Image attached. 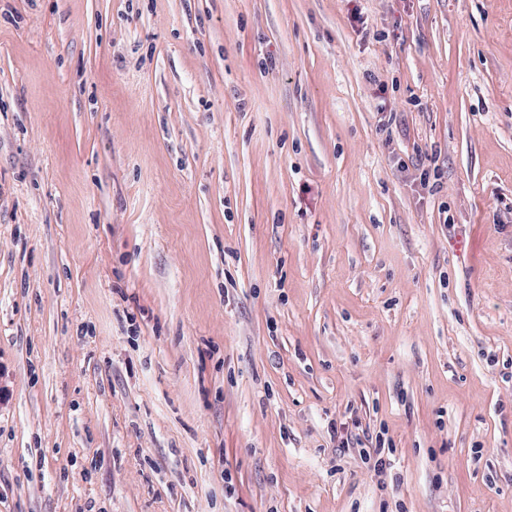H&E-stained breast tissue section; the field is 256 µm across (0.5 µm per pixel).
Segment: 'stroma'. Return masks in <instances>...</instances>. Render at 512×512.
<instances>
[{"instance_id":"obj_1","label":"stroma","mask_w":512,"mask_h":512,"mask_svg":"<svg viewBox=\"0 0 512 512\" xmlns=\"http://www.w3.org/2000/svg\"><path fill=\"white\" fill-rule=\"evenodd\" d=\"M353 6L0 0V512H512V0Z\"/></svg>"}]
</instances>
